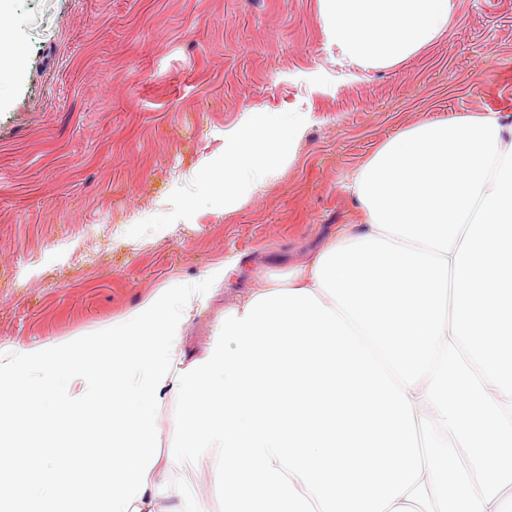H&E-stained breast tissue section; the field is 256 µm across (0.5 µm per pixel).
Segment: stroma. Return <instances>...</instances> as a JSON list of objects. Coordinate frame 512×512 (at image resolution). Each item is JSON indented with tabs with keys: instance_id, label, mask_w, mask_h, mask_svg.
Wrapping results in <instances>:
<instances>
[{
	"instance_id": "stroma-1",
	"label": "stroma",
	"mask_w": 512,
	"mask_h": 512,
	"mask_svg": "<svg viewBox=\"0 0 512 512\" xmlns=\"http://www.w3.org/2000/svg\"><path fill=\"white\" fill-rule=\"evenodd\" d=\"M6 25L22 65L0 104V341L22 346L239 259L184 329L198 355L239 294L361 223L345 185L394 131L512 115V0H451L442 36L370 70L329 43L319 0H13ZM291 112L305 120L293 159L225 211L197 171H221L244 118ZM175 407L159 410L164 475L219 512L215 451L174 460Z\"/></svg>"
}]
</instances>
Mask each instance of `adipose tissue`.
<instances>
[{
	"instance_id": "adipose-tissue-1",
	"label": "adipose tissue",
	"mask_w": 512,
	"mask_h": 512,
	"mask_svg": "<svg viewBox=\"0 0 512 512\" xmlns=\"http://www.w3.org/2000/svg\"><path fill=\"white\" fill-rule=\"evenodd\" d=\"M451 0H320L329 41L363 69L394 67L448 28ZM301 115L271 119L268 128L243 122L224 152V208L232 210L290 159L301 139Z\"/></svg>"
}]
</instances>
